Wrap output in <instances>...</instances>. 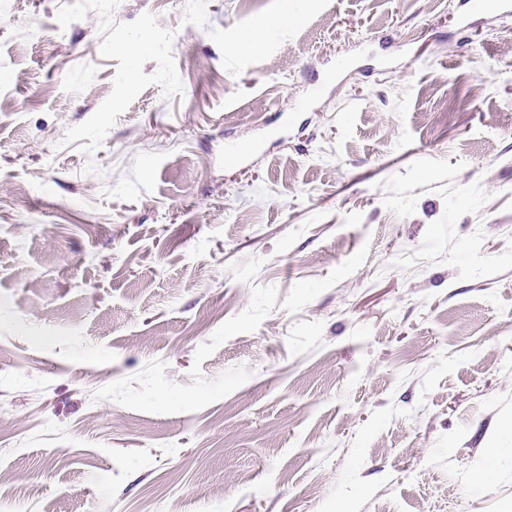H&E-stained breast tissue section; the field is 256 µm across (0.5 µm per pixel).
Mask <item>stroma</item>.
I'll return each mask as SVG.
<instances>
[{
    "mask_svg": "<svg viewBox=\"0 0 512 512\" xmlns=\"http://www.w3.org/2000/svg\"><path fill=\"white\" fill-rule=\"evenodd\" d=\"M509 419L512 13L7 0L0 512H512Z\"/></svg>",
    "mask_w": 512,
    "mask_h": 512,
    "instance_id": "obj_1",
    "label": "stroma"
}]
</instances>
